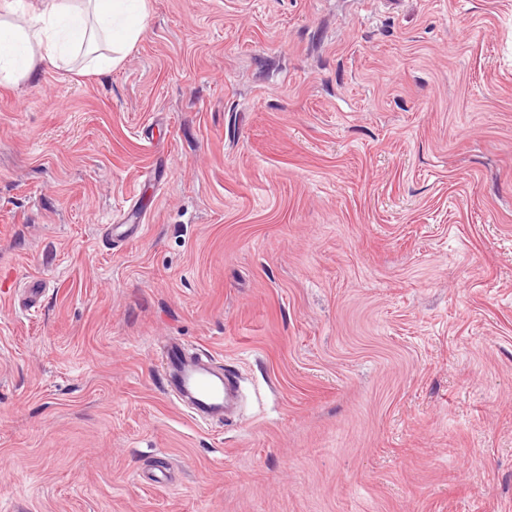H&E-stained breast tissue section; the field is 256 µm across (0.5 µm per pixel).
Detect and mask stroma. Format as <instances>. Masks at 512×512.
<instances>
[{"label":"stroma","mask_w":512,"mask_h":512,"mask_svg":"<svg viewBox=\"0 0 512 512\" xmlns=\"http://www.w3.org/2000/svg\"><path fill=\"white\" fill-rule=\"evenodd\" d=\"M0 512H512V0H150L0 84ZM164 357L168 393L172 390L186 398L201 419L222 417L229 410L234 388L228 377L188 357L178 338L167 341Z\"/></svg>","instance_id":"obj_1"}]
</instances>
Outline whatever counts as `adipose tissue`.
Here are the masks:
<instances>
[{"label": "adipose tissue", "mask_w": 512, "mask_h": 512, "mask_svg": "<svg viewBox=\"0 0 512 512\" xmlns=\"http://www.w3.org/2000/svg\"><path fill=\"white\" fill-rule=\"evenodd\" d=\"M0 0V78L18 85L41 66H59L82 53L85 73L120 63L142 38L148 0Z\"/></svg>", "instance_id": "ef3b65f1"}]
</instances>
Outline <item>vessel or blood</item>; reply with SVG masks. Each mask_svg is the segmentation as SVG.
I'll return each instance as SVG.
<instances>
[{"label": "vessel or blood", "instance_id": "b4317fda", "mask_svg": "<svg viewBox=\"0 0 512 512\" xmlns=\"http://www.w3.org/2000/svg\"><path fill=\"white\" fill-rule=\"evenodd\" d=\"M167 390L186 398L203 419L226 413L233 399L228 377L185 354L180 339H169L164 350Z\"/></svg>", "mask_w": 512, "mask_h": 512}]
</instances>
